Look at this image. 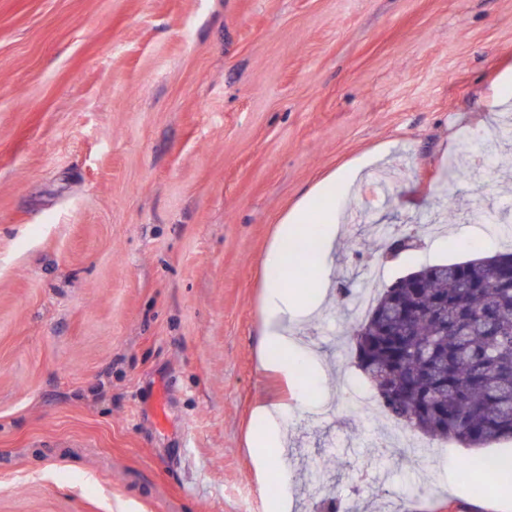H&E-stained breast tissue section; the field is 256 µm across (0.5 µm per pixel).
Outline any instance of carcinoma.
I'll return each mask as SVG.
<instances>
[{"instance_id": "cac0c4a2", "label": "carcinoma", "mask_w": 512, "mask_h": 512, "mask_svg": "<svg viewBox=\"0 0 512 512\" xmlns=\"http://www.w3.org/2000/svg\"><path fill=\"white\" fill-rule=\"evenodd\" d=\"M387 285L350 340L402 428L462 448L512 440V253L425 266Z\"/></svg>"}]
</instances>
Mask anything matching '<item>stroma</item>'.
I'll return each instance as SVG.
<instances>
[{
  "label": "stroma",
  "instance_id": "1",
  "mask_svg": "<svg viewBox=\"0 0 512 512\" xmlns=\"http://www.w3.org/2000/svg\"><path fill=\"white\" fill-rule=\"evenodd\" d=\"M512 0H0V512H512L441 443L381 452L351 406V300L512 252ZM462 156L466 178L444 181ZM306 399L260 366L263 259L341 168ZM417 227L409 249L388 244ZM284 406L285 449L250 445Z\"/></svg>",
  "mask_w": 512,
  "mask_h": 512
}]
</instances>
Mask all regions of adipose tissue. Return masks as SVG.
Listing matches in <instances>:
<instances>
[{
  "label": "adipose tissue",
  "mask_w": 512,
  "mask_h": 512,
  "mask_svg": "<svg viewBox=\"0 0 512 512\" xmlns=\"http://www.w3.org/2000/svg\"><path fill=\"white\" fill-rule=\"evenodd\" d=\"M349 179V172L344 171L321 183L317 193L328 204L324 214L311 216L308 206H301L283 221L277 240L264 259L269 315L260 346L266 366L283 370L307 363L297 353L288 331L292 324L313 315L320 305L338 233L335 204L343 197ZM299 276L304 279L302 286L288 287V279Z\"/></svg>",
  "instance_id": "adipose-tissue-1"
}]
</instances>
